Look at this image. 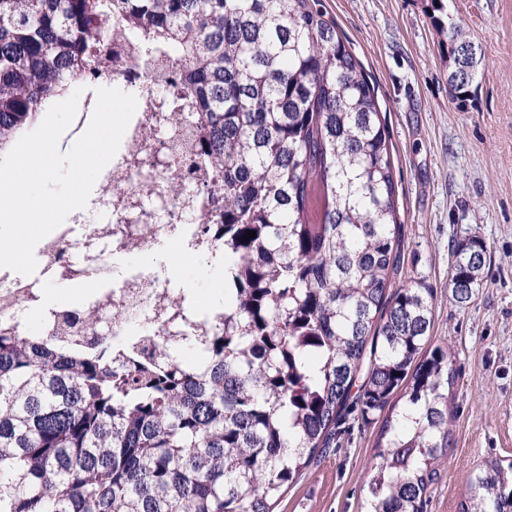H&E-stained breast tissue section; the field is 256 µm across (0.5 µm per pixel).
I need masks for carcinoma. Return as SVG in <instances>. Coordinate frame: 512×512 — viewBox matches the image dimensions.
I'll return each instance as SVG.
<instances>
[{
    "label": "carcinoma",
    "instance_id": "1",
    "mask_svg": "<svg viewBox=\"0 0 512 512\" xmlns=\"http://www.w3.org/2000/svg\"><path fill=\"white\" fill-rule=\"evenodd\" d=\"M318 0H0V151L96 68L117 15L151 63L171 126L200 123L224 177V325L180 360L184 327L145 357H112V320L65 313L95 350L0 334V512H273L338 443L341 421L384 412L363 512H426L452 441L456 370L424 350L433 296L397 286L398 188L370 75ZM448 88L465 101L484 68L463 26L431 15ZM256 237L242 240L247 231ZM486 261L453 247L460 306ZM461 512H512V462L469 479Z\"/></svg>",
    "mask_w": 512,
    "mask_h": 512
}]
</instances>
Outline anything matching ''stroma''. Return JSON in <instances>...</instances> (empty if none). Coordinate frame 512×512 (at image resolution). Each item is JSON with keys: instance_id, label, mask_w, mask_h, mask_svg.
Here are the masks:
<instances>
[{"instance_id": "1", "label": "stroma", "mask_w": 512, "mask_h": 512, "mask_svg": "<svg viewBox=\"0 0 512 512\" xmlns=\"http://www.w3.org/2000/svg\"><path fill=\"white\" fill-rule=\"evenodd\" d=\"M430 0H320L372 77L387 113L398 184L401 267L434 295L431 345L454 356L456 417L427 512H461L470 473L512 461V0H444L469 29L484 75L453 100ZM486 247L468 308L452 298L455 243ZM378 422H352L336 448L306 468L274 512H361L376 463Z\"/></svg>"}]
</instances>
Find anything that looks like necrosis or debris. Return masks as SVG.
I'll return each mask as SVG.
<instances>
[{
  "label": "necrosis or debris",
  "mask_w": 512,
  "mask_h": 512,
  "mask_svg": "<svg viewBox=\"0 0 512 512\" xmlns=\"http://www.w3.org/2000/svg\"><path fill=\"white\" fill-rule=\"evenodd\" d=\"M107 43L109 64L97 71L91 85L136 93V111L117 154L100 174L98 207L81 222L61 225L37 244L34 274L0 271V333L20 331L23 313L49 288L83 289L78 305L88 311L122 308L121 318L112 324L114 344L121 349L139 345L145 335H162L165 321L183 314L196 322L198 335H205L224 313L220 302L199 306L190 284L176 271L148 262L159 247L174 240L183 254L223 271L224 238L210 229L216 220L211 197L223 179L195 160L194 147L171 152L151 139L149 129L159 120L158 101L146 89L163 84L166 77L135 56L120 20L110 22ZM148 154L170 158L171 163L143 177L135 162ZM177 175L196 186V194L165 201L164 221L125 224L124 214L135 197L160 195L166 180ZM129 253L135 254V261L119 266V258Z\"/></svg>",
  "instance_id": "1"
}]
</instances>
